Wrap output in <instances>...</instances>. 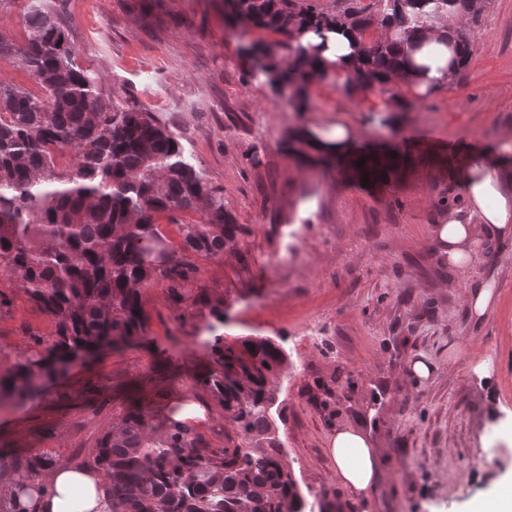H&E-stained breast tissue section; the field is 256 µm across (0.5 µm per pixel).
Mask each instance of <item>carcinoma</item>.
<instances>
[{
    "instance_id": "cac0c4a2",
    "label": "carcinoma",
    "mask_w": 512,
    "mask_h": 512,
    "mask_svg": "<svg viewBox=\"0 0 512 512\" xmlns=\"http://www.w3.org/2000/svg\"><path fill=\"white\" fill-rule=\"evenodd\" d=\"M487 0H375V11H333L316 0H224L226 17L248 34L275 33L287 43L305 31L343 29L357 42L358 82L363 94L382 84L406 60V47L425 23L452 10L479 16ZM389 23L391 39H373V25ZM27 37L19 48L0 44V56L38 84L40 91L0 83V320L18 300L50 317L48 336L20 327L27 348L0 361V411L39 395L71 367L105 348L150 341V290L161 287L180 328H191L210 350L212 367L191 379L194 399L210 398L233 432L224 446L174 419L183 404L158 415L134 408L112 416V427L90 452L103 471L112 512H314L283 460L272 410L275 380L288 355L272 339L220 333L231 305L226 290L207 288L198 259L238 256L236 275L257 263L248 238L224 208V190L209 185L189 164L178 140L137 99L105 100L96 75L79 67L69 35L53 20L44 0H29ZM448 41L462 70L472 54L471 37L452 31ZM263 63L252 64L278 89L292 88L294 111L309 106L310 87L323 78L314 61L318 47H291L278 62L276 45L255 42ZM288 153L324 173L334 157L316 153L294 132L282 141ZM75 154L68 172L59 160ZM198 215L194 219L190 214ZM176 227L175 242L162 223ZM60 464L37 452L12 464L18 486L45 467Z\"/></svg>"
}]
</instances>
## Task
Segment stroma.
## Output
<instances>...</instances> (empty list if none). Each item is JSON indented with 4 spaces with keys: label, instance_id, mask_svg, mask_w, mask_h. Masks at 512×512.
<instances>
[{
    "label": "stroma",
    "instance_id": "35a3bbf8",
    "mask_svg": "<svg viewBox=\"0 0 512 512\" xmlns=\"http://www.w3.org/2000/svg\"><path fill=\"white\" fill-rule=\"evenodd\" d=\"M48 3L104 97L137 96L186 161L223 189L236 222L254 225L249 275L235 276L228 253L203 261V280L251 291L229 310L227 334L271 338L288 355L276 382L278 427L306 499L336 512H469L511 480L512 238L481 242L461 269L431 228L464 205L459 142L492 149L512 133V0H490L464 20L467 66L392 125L372 98L348 96L332 78L312 87L307 111H294L264 77H250L241 45L263 34L233 30L220 0ZM339 121L359 146L404 152V163L365 184L348 169L323 177L300 168L281 147L290 129ZM488 281L497 302L478 320L466 299ZM146 308L157 317L150 343L98 352L42 397L0 412L1 461L40 451L84 462L123 407H152L159 391L188 395L208 350L180 331L163 290L148 294ZM24 323L53 329L18 302L0 320V351L24 348ZM417 359L432 366L429 378L410 375ZM367 418L381 453L365 503L342 485L328 448L336 430Z\"/></svg>",
    "mask_w": 512,
    "mask_h": 512
}]
</instances>
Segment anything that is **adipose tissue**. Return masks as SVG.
Returning a JSON list of instances; mask_svg holds the SVG:
<instances>
[{"label": "adipose tissue", "instance_id": "adipose-tissue-1", "mask_svg": "<svg viewBox=\"0 0 512 512\" xmlns=\"http://www.w3.org/2000/svg\"><path fill=\"white\" fill-rule=\"evenodd\" d=\"M461 21V15L453 14L430 26L417 39L410 67L388 77L389 86L404 92L405 110H412L419 97L447 82L452 56L445 31ZM302 41L319 46L320 69L328 70L340 83L353 80L350 64L354 46L350 33H308ZM459 185L464 209L449 211L444 223L434 225L432 232L445 246L449 263L466 267L473 261L480 231L499 238L512 235V136L502 135L497 149L472 151L470 165L460 175ZM329 445L344 485L353 494L367 493L376 481L379 458L369 436L342 429L333 434ZM30 484L35 488L31 495L14 485L7 490L19 512H110L112 508L98 472L87 466L48 467L31 478Z\"/></svg>", "mask_w": 512, "mask_h": 512}]
</instances>
